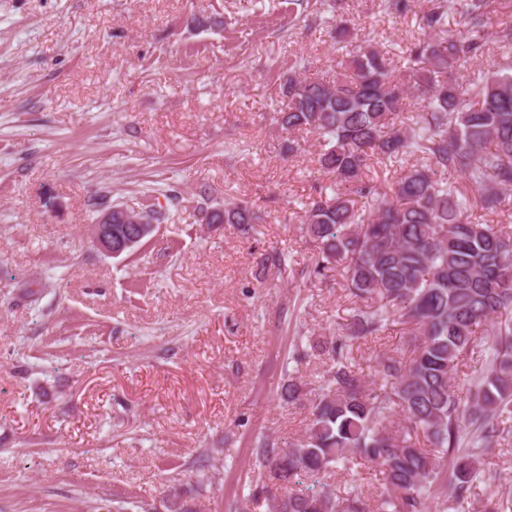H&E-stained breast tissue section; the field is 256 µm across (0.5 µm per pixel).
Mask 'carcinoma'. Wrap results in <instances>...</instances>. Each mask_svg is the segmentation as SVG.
<instances>
[{
    "instance_id": "obj_1",
    "label": "carcinoma",
    "mask_w": 512,
    "mask_h": 512,
    "mask_svg": "<svg viewBox=\"0 0 512 512\" xmlns=\"http://www.w3.org/2000/svg\"><path fill=\"white\" fill-rule=\"evenodd\" d=\"M430 2L421 17L428 37L407 47L404 77L379 33L355 46L332 80L288 77L277 121L317 133V162L336 180L333 196L318 188L306 204L304 233L317 249L309 274L343 270L356 307L325 342L329 365L308 387L304 434L286 446L257 436L249 484L258 493L237 499L235 512H253L261 498L272 512H447L486 480L483 460L512 419V231L473 219L476 207L500 210L512 190V73L472 69L495 0ZM381 3L396 16L415 7ZM450 13L464 33L448 35ZM494 37L512 51V22ZM415 96L424 114L407 126L399 117ZM372 160L403 164L392 194L366 173ZM439 171L465 180L476 206ZM358 197L376 208H357ZM259 220L244 201L210 216L245 232ZM109 229L115 244L131 240L136 225L114 219ZM395 324L409 326L412 356L377 358L369 381L352 346ZM477 348L485 367L462 397L454 374ZM358 461L383 476L372 503L355 484L338 495L329 483Z\"/></svg>"
}]
</instances>
